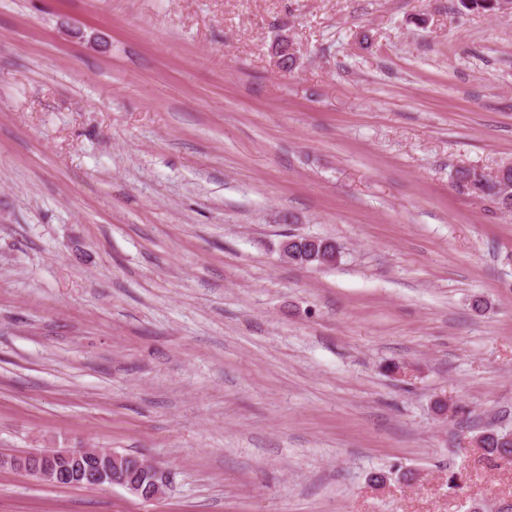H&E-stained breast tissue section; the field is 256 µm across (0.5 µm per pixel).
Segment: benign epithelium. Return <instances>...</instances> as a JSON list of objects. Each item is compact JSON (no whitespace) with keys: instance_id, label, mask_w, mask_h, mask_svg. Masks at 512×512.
<instances>
[{"instance_id":"obj_1","label":"benign epithelium","mask_w":512,"mask_h":512,"mask_svg":"<svg viewBox=\"0 0 512 512\" xmlns=\"http://www.w3.org/2000/svg\"><path fill=\"white\" fill-rule=\"evenodd\" d=\"M122 455L99 448H67L19 455L0 454V468L29 474L58 486H120L132 495L153 499L169 484L168 474L146 461L130 473L120 465Z\"/></svg>"}]
</instances>
